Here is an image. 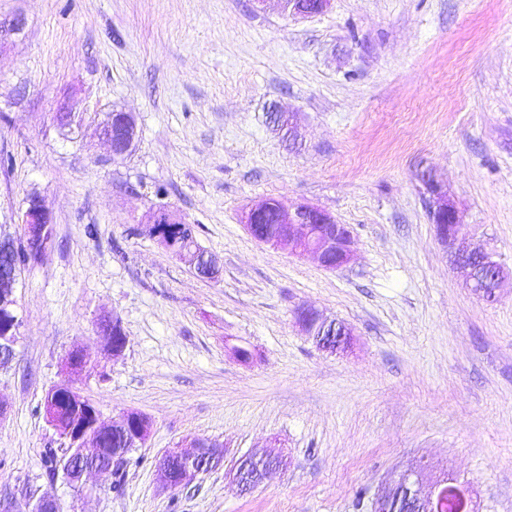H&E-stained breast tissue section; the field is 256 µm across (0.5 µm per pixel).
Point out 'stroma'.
I'll use <instances>...</instances> for the list:
<instances>
[{
    "mask_svg": "<svg viewBox=\"0 0 512 512\" xmlns=\"http://www.w3.org/2000/svg\"><path fill=\"white\" fill-rule=\"evenodd\" d=\"M25 20L0 41V234L29 194L55 238L14 290L21 319L0 369V498L55 496L63 512H371L394 475L469 484L478 512H512V279L493 302L465 288L418 178L459 210L464 248L512 266V0H332L307 18L277 0H0ZM294 114L296 143L267 121ZM78 123L63 125L60 110ZM132 113L110 158L98 126ZM307 203L348 225L339 269L255 239L250 207ZM220 265L198 276L139 226L158 205ZM95 225L88 236L86 225ZM310 307L353 331L320 349ZM117 318L127 347L99 332ZM254 353L243 363L228 351ZM84 348L94 368L70 375ZM71 380L116 421H151L120 489L52 476L43 403ZM224 464L168 489L155 463L187 439ZM283 456L250 493L231 470Z\"/></svg>",
    "mask_w": 512,
    "mask_h": 512,
    "instance_id": "35a3bbf8",
    "label": "stroma"
}]
</instances>
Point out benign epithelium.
<instances>
[{"mask_svg": "<svg viewBox=\"0 0 512 512\" xmlns=\"http://www.w3.org/2000/svg\"><path fill=\"white\" fill-rule=\"evenodd\" d=\"M285 11L293 16L309 17L321 14L330 8L332 0H279ZM421 180L430 197V217L436 225L440 238L448 243L451 250L454 269L461 277L464 285L473 294L486 302L495 300L496 293L502 282L512 277V269L505 263L495 259L493 253L482 249L456 250L454 246L462 233L464 224L459 211L448 198V193L434 178L431 172L421 174ZM282 224L279 225L277 237L270 244L288 249L293 255L314 257L321 266L327 269L339 268L348 264L352 258L351 232L344 224H339L325 211L308 204H299L288 210L277 206ZM51 220L49 209L43 200L32 195L28 198V208L22 223L47 224ZM182 225V230H189L185 219L167 208L154 209L147 222L142 225V235L158 242L173 255L198 270L204 278L215 279L220 270L215 257L194 248L181 236L174 234V225ZM37 235L30 233L24 238L30 262L41 261L50 247L48 242L36 245ZM17 282L16 272H11L4 279L3 290L0 291V358L12 359L15 354L16 324L18 318L13 315L15 300L14 285ZM296 317L302 330L313 337L325 351L334 353L345 350L351 344V330L344 324L327 319L311 308H300ZM118 429L100 419L99 412L88 411L86 417L68 429L67 444L72 452L60 462L63 478L72 484H81L86 474L98 472L112 474L110 465L97 463L102 448L100 437ZM224 460V445L220 442H206L194 439L185 446L173 448L157 462V475L160 483L167 488L187 485L206 469L219 465ZM257 471L250 473L247 467L237 464L234 477L244 493L253 490L265 478L267 473L286 465L280 456H252ZM426 466L418 464L398 477L373 502V512H397L400 508L413 504L421 512H440L442 497L446 490L447 478L439 477L429 484H423ZM36 503L35 512H61L59 501L50 495H40L37 499H29Z\"/></svg>", "mask_w": 512, "mask_h": 512, "instance_id": "benign-epithelium-1", "label": "benign epithelium"}]
</instances>
